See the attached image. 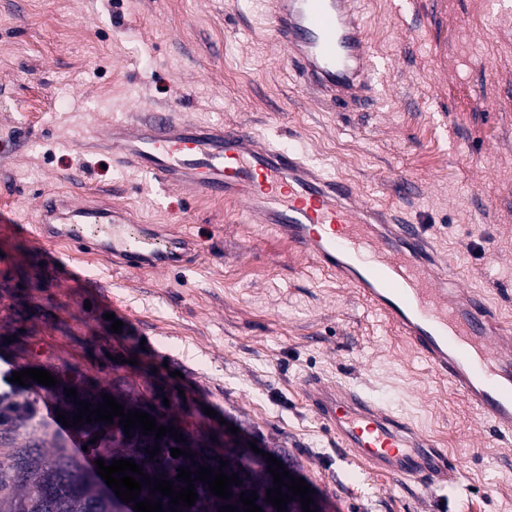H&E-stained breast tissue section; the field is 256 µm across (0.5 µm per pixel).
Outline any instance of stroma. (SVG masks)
<instances>
[{"mask_svg":"<svg viewBox=\"0 0 512 512\" xmlns=\"http://www.w3.org/2000/svg\"><path fill=\"white\" fill-rule=\"evenodd\" d=\"M387 69L339 106L276 47L264 0H0V391L13 372L73 369L110 391L169 401L224 445V426L286 452L327 512H512V442L350 288L220 200L168 196L98 146L134 112L174 108L243 127L349 178L403 222L437 228L463 284L512 318V0H360ZM125 209L195 241L190 266L127 270L77 254L69 280L23 227L41 194ZM121 320L112 332V320ZM360 385L446 448L451 495L364 470L300 391ZM32 437L93 459L50 406Z\"/></svg>","mask_w":512,"mask_h":512,"instance_id":"35a3bbf8","label":"stroma"}]
</instances>
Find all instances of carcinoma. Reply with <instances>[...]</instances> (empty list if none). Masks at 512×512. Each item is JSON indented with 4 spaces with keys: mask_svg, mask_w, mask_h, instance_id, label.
Instances as JSON below:
<instances>
[{
    "mask_svg": "<svg viewBox=\"0 0 512 512\" xmlns=\"http://www.w3.org/2000/svg\"><path fill=\"white\" fill-rule=\"evenodd\" d=\"M46 398L60 406L65 393L45 390V395L35 394L22 402L0 404V426L10 424L19 431L26 422L23 412ZM105 431L95 443L89 440L96 433ZM88 450L97 459L109 465L112 460L130 459L143 467L149 477L158 474L163 479L174 481L180 488L182 480L176 479L178 468L197 469L199 465L210 466L221 457L218 449L209 448L202 439H197L193 458H174L170 449H160V454L149 460L145 445L137 437L127 438L119 421L113 424L100 422L82 423L75 428ZM86 482L85 468L62 452H48L42 448H18L7 457L0 459V512H114L113 503L106 498L84 496ZM198 499L188 512H218L224 500L209 492L208 485L196 488Z\"/></svg>",
    "mask_w": 512,
    "mask_h": 512,
    "instance_id": "obj_1",
    "label": "carcinoma"
}]
</instances>
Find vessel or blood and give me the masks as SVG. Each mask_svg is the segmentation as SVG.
<instances>
[{
	"label": "vessel or blood",
	"mask_w": 512,
	"mask_h": 512,
	"mask_svg": "<svg viewBox=\"0 0 512 512\" xmlns=\"http://www.w3.org/2000/svg\"><path fill=\"white\" fill-rule=\"evenodd\" d=\"M275 43L306 86L332 102L371 89L375 63L356 0H267ZM113 155L168 190L242 204L254 223L310 256L406 336L497 436H512V323L474 290L454 287V267L426 224H401L302 154L231 126L135 115L101 133ZM34 222L43 243L69 242L114 265L165 271L189 262L193 240L165 225H134L119 209L49 194ZM302 385L342 447L373 471L453 492L463 472L443 449L362 391L316 376Z\"/></svg>",
	"instance_id": "b4317fda"
}]
</instances>
